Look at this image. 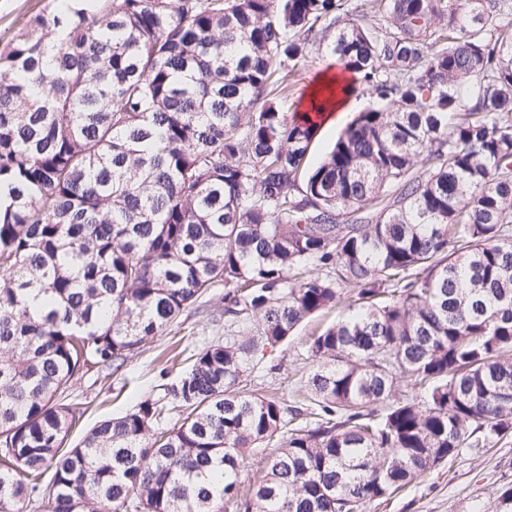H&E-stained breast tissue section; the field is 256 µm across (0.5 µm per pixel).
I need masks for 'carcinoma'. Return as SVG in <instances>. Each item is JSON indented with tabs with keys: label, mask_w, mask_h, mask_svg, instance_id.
<instances>
[{
	"label": "carcinoma",
	"mask_w": 512,
	"mask_h": 512,
	"mask_svg": "<svg viewBox=\"0 0 512 512\" xmlns=\"http://www.w3.org/2000/svg\"><path fill=\"white\" fill-rule=\"evenodd\" d=\"M368 2L60 0L0 50V512H363L512 435V0ZM322 45L373 104L313 165ZM220 284L236 334L66 447L73 378ZM345 286L290 429L244 373Z\"/></svg>",
	"instance_id": "carcinoma-1"
}]
</instances>
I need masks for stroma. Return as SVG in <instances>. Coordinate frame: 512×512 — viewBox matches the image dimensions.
Masks as SVG:
<instances>
[{"label":"stroma","mask_w":512,"mask_h":512,"mask_svg":"<svg viewBox=\"0 0 512 512\" xmlns=\"http://www.w3.org/2000/svg\"><path fill=\"white\" fill-rule=\"evenodd\" d=\"M57 6L58 0H0V39L9 40L26 29L31 16L55 12ZM329 60L322 49L296 64L285 102L289 112L304 110L305 96ZM342 313L336 307L303 321L276 350L258 360L250 375L252 384L291 405L310 369L311 336L334 324ZM224 336V290L218 287L187 309L173 327L146 341L122 373L111 376L96 366L84 368L64 395L65 403L83 413L69 443H77L99 421L128 413L131 394H157L161 382H174L189 367L197 349ZM507 485H512V437L493 441L483 454L448 459L421 486L368 505L365 512H496Z\"/></svg>","instance_id":"obj_1"}]
</instances>
